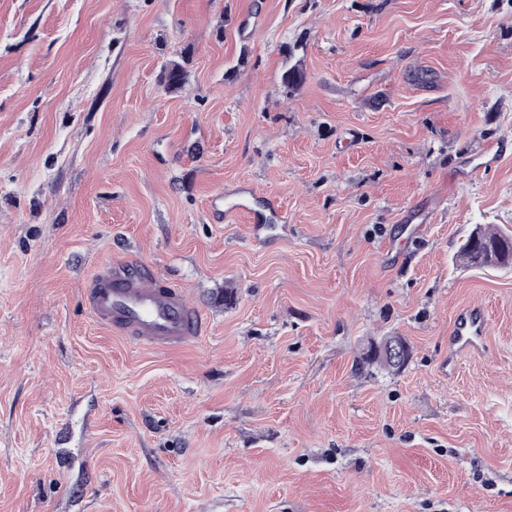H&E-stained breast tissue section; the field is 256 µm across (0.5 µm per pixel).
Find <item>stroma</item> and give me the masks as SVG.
<instances>
[{"mask_svg":"<svg viewBox=\"0 0 512 512\" xmlns=\"http://www.w3.org/2000/svg\"><path fill=\"white\" fill-rule=\"evenodd\" d=\"M241 185L285 221L224 223ZM479 224L512 229V0H0V512H512ZM107 259L205 333L99 326ZM381 336L401 372L358 369ZM488 322L480 308L468 307L456 317L453 340L457 348L465 354L479 352L482 349V337L486 335Z\"/></svg>","mask_w":512,"mask_h":512,"instance_id":"35a3bbf8","label":"stroma"}]
</instances>
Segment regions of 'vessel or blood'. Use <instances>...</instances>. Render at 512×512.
Segmentation results:
<instances>
[{"instance_id":"obj_1","label":"vessel or blood","mask_w":512,"mask_h":512,"mask_svg":"<svg viewBox=\"0 0 512 512\" xmlns=\"http://www.w3.org/2000/svg\"><path fill=\"white\" fill-rule=\"evenodd\" d=\"M86 307L113 334L151 349L179 347L198 338L202 318L182 290L157 285L150 272L133 264L100 263L86 293ZM488 330L483 310L469 307L456 317L453 340L472 354Z\"/></svg>"}]
</instances>
